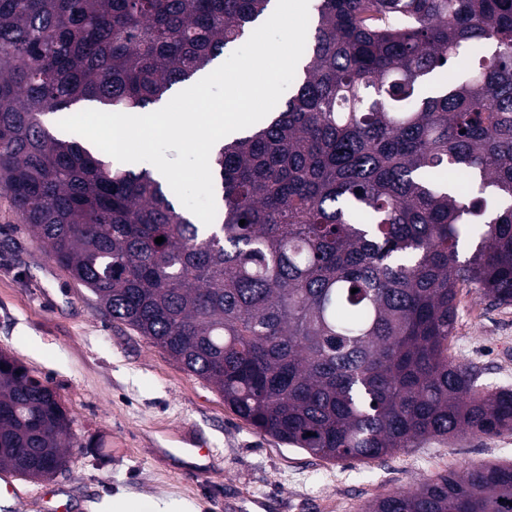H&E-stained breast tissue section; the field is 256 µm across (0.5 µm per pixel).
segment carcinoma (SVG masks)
<instances>
[{"label":"carcinoma","mask_w":512,"mask_h":512,"mask_svg":"<svg viewBox=\"0 0 512 512\" xmlns=\"http://www.w3.org/2000/svg\"><path fill=\"white\" fill-rule=\"evenodd\" d=\"M272 2L0 0V190L112 319L286 445L364 461L512 431V389L448 355L462 288L512 305V0H314L285 108L211 160L209 226L44 124L148 110ZM462 55L471 73L422 94ZM73 439L57 393L0 352V469L46 479ZM364 512H512V464Z\"/></svg>","instance_id":"1"}]
</instances>
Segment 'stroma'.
<instances>
[{
  "mask_svg": "<svg viewBox=\"0 0 512 512\" xmlns=\"http://www.w3.org/2000/svg\"><path fill=\"white\" fill-rule=\"evenodd\" d=\"M60 394L77 441L65 471L16 477L14 512H105L112 496L175 512H362L374 498L444 471L512 462V431L431 439L370 462H332L256 432L207 383L113 321L32 236L0 193V351ZM483 387L512 389V306L462 289L448 343ZM212 449L210 472L182 456ZM53 498H46V491Z\"/></svg>",
  "mask_w": 512,
  "mask_h": 512,
  "instance_id": "35a3bbf8",
  "label": "stroma"
}]
</instances>
